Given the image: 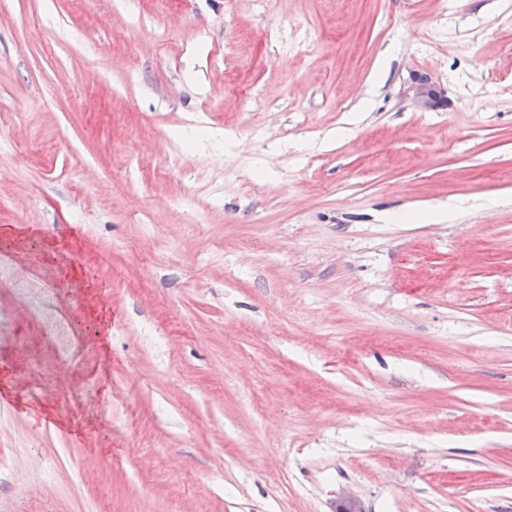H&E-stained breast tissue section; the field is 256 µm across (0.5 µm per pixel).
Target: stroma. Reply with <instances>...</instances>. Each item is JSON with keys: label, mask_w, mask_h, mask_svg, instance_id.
<instances>
[{"label": "stroma", "mask_w": 512, "mask_h": 512, "mask_svg": "<svg viewBox=\"0 0 512 512\" xmlns=\"http://www.w3.org/2000/svg\"><path fill=\"white\" fill-rule=\"evenodd\" d=\"M0 387V512H512V0H0ZM428 80L426 75L421 76ZM407 92L414 105L424 111L437 110L446 105L447 91L441 85L432 81H422L417 75H413Z\"/></svg>", "instance_id": "obj_1"}]
</instances>
